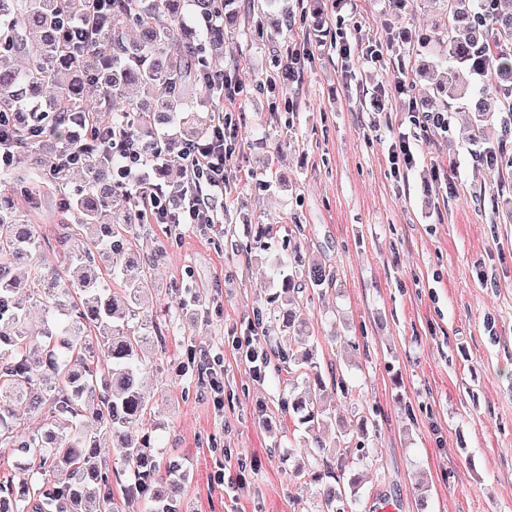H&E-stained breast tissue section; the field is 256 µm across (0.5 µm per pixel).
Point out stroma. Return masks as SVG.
I'll return each instance as SVG.
<instances>
[{"label":"stroma","mask_w":512,"mask_h":512,"mask_svg":"<svg viewBox=\"0 0 512 512\" xmlns=\"http://www.w3.org/2000/svg\"><path fill=\"white\" fill-rule=\"evenodd\" d=\"M294 15L322 8L326 30L244 28L264 0H234L239 25L224 33V65L243 86L224 103L239 130L224 221L203 233L188 224L146 225L133 248L165 242L150 269L153 315L203 289L206 324L178 315L165 350L148 352L155 396L135 436L153 432L163 455L180 460L182 512H320L314 485L294 479L305 459L288 416L294 383L269 357L254 376L236 346L263 307L265 251L241 253L256 225L273 227L271 249L303 228L310 253L336 271L317 296L310 331L322 370L337 369L349 394L329 391L327 407L345 423L364 418L368 437L351 436L346 460L366 456L354 512H512V220L485 199L502 171L477 169L459 141L465 115L448 130H421L410 96L445 67L419 75L417 58L398 71L389 37L445 23L442 0H288ZM374 45L377 62L343 44ZM306 56L297 81L279 82L288 50ZM406 133L411 167L393 174L389 147ZM283 143L274 153V143ZM210 353L224 372V408L208 386L177 379L185 341ZM243 486H236V478Z\"/></svg>","instance_id":"stroma-1"}]
</instances>
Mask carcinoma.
I'll list each match as a JSON object with an SVG mask.
<instances>
[{"label": "carcinoma", "mask_w": 512, "mask_h": 512, "mask_svg": "<svg viewBox=\"0 0 512 512\" xmlns=\"http://www.w3.org/2000/svg\"><path fill=\"white\" fill-rule=\"evenodd\" d=\"M93 16L88 0H0V113H12L19 149L30 157L23 173L0 169V446L24 459L31 479L0 481V512H122L113 478L132 475L125 497L145 512H181L184 478L174 456L155 455L154 439H134L130 426L145 420L150 393L141 380L148 347L163 342L175 318L159 325L147 315L153 283L148 266H130L128 245L146 218L135 192L115 178L122 148L106 151L84 141V179L50 173L70 148L68 120L98 122L112 113L142 152L149 188L174 189L172 167L187 140L205 138L210 113L221 108L220 85L231 72L213 48L235 18L227 0H110ZM447 22L405 39L430 66L447 63L448 76L432 95L415 100L419 127L446 128L455 112L471 114L465 139L481 146L477 163L512 167V0H444ZM84 23L90 37L70 42L64 30ZM481 77L473 90L459 70ZM98 91V104L87 92ZM56 191L58 232L42 238L15 198L36 203ZM288 248L271 259L272 292L253 322L270 337L288 373L315 374V388L289 404L306 436L311 462L294 478L318 485L322 512H345L356 502L357 478L341 480L326 448H343L350 433L330 443L317 430L332 424L307 331L314 297L334 270L307 258L302 226ZM66 260L63 271L41 263L44 247ZM44 414L40 429L16 435L15 403ZM112 439L115 463L99 458L100 436Z\"/></svg>", "instance_id": "carcinoma-1"}]
</instances>
